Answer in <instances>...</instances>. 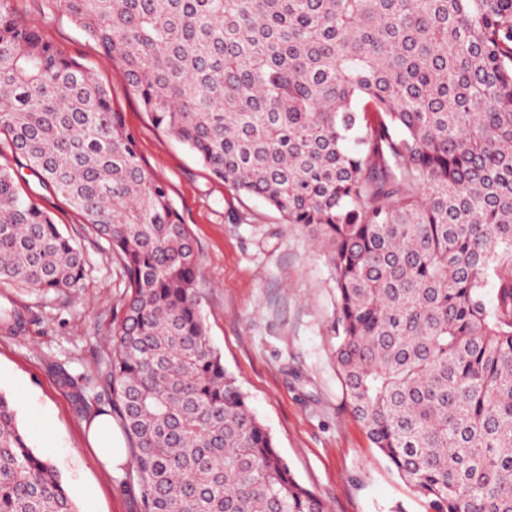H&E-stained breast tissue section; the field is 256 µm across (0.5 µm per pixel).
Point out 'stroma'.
<instances>
[{
    "label": "stroma",
    "mask_w": 512,
    "mask_h": 512,
    "mask_svg": "<svg viewBox=\"0 0 512 512\" xmlns=\"http://www.w3.org/2000/svg\"><path fill=\"white\" fill-rule=\"evenodd\" d=\"M42 0H12L18 18L65 46L109 87L140 155L167 185L198 257L200 310L212 346L248 395L297 479L329 512H428L374 448L352 415L334 347L336 288L310 233L263 200L224 185L183 144L153 126L115 65L67 16ZM33 200L49 210L85 253L78 297L0 282V305L18 306L21 327L0 326V389L39 455L58 464L79 512H144L128 473L106 474L84 425L110 409L106 363L124 317L127 277L105 241L23 161L0 153ZM81 379L83 391L60 372Z\"/></svg>",
    "instance_id": "stroma-1"
}]
</instances>
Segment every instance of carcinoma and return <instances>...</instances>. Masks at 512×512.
Returning a JSON list of instances; mask_svg holds the SVG:
<instances>
[{
	"instance_id": "obj_1",
	"label": "carcinoma",
	"mask_w": 512,
	"mask_h": 512,
	"mask_svg": "<svg viewBox=\"0 0 512 512\" xmlns=\"http://www.w3.org/2000/svg\"><path fill=\"white\" fill-rule=\"evenodd\" d=\"M151 122L323 248L350 410L430 512H512V0H44ZM128 276L109 362L144 512H328L211 345L197 256L96 74L0 0V150ZM83 252L0 166V280ZM494 298L487 299L488 290ZM0 512H79L0 391Z\"/></svg>"
}]
</instances>
